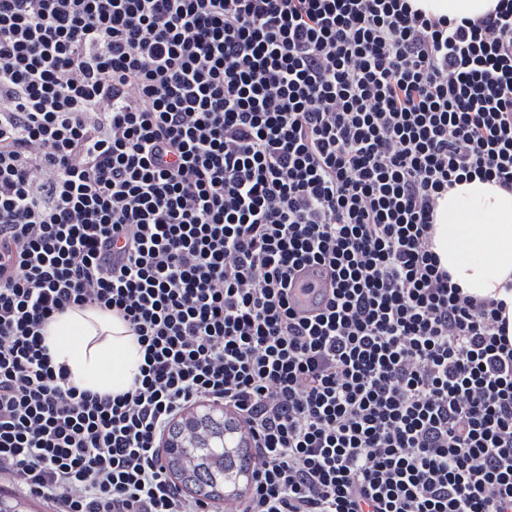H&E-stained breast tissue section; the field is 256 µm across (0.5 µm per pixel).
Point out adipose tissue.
I'll use <instances>...</instances> for the list:
<instances>
[{"label": "adipose tissue", "mask_w": 512, "mask_h": 512, "mask_svg": "<svg viewBox=\"0 0 512 512\" xmlns=\"http://www.w3.org/2000/svg\"><path fill=\"white\" fill-rule=\"evenodd\" d=\"M435 251L452 280L479 298L512 306V191L472 179L441 200ZM54 365H65L73 385L116 395L131 384L143 353L137 338L112 316L75 309L56 317L44 332Z\"/></svg>", "instance_id": "1"}]
</instances>
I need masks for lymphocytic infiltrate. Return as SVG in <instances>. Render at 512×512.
<instances>
[{"instance_id": "obj_1", "label": "lymphocytic infiltrate", "mask_w": 512, "mask_h": 512, "mask_svg": "<svg viewBox=\"0 0 512 512\" xmlns=\"http://www.w3.org/2000/svg\"><path fill=\"white\" fill-rule=\"evenodd\" d=\"M474 177L512 190V0H0V477L54 512H512L507 304L432 243ZM85 307L144 350L120 394L51 364ZM200 401L253 442L214 508L162 460ZM433 14L448 19L475 18L493 10L498 0H412Z\"/></svg>"}]
</instances>
